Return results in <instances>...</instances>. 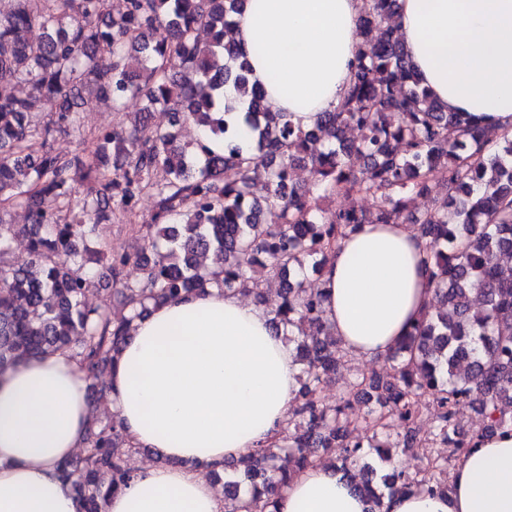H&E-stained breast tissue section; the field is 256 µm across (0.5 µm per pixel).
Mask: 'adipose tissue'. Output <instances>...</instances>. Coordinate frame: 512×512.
<instances>
[{"label":"adipose tissue","instance_id":"adipose-tissue-1","mask_svg":"<svg viewBox=\"0 0 512 512\" xmlns=\"http://www.w3.org/2000/svg\"><path fill=\"white\" fill-rule=\"evenodd\" d=\"M359 0H247L233 35L274 110L308 129L334 110L351 77ZM408 60L451 112L512 130V0H398ZM424 243L407 224H365L327 255L317 287L344 349L386 358L433 294ZM269 310L217 287L134 319L109 370L108 406L128 438L155 451L104 512H224L204 468H222L278 440L300 366ZM90 426L88 384L69 353L48 350L0 370V512H77L57 463ZM444 494L404 493L383 512H512V432L477 441ZM367 503L317 461L272 497L267 512H366Z\"/></svg>","mask_w":512,"mask_h":512}]
</instances>
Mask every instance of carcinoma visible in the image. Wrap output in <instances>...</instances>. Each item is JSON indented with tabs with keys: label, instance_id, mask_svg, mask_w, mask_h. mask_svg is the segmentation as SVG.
Listing matches in <instances>:
<instances>
[{
	"label": "carcinoma",
	"instance_id": "obj_1",
	"mask_svg": "<svg viewBox=\"0 0 512 512\" xmlns=\"http://www.w3.org/2000/svg\"><path fill=\"white\" fill-rule=\"evenodd\" d=\"M245 2L118 0L110 11L105 0H0V86L10 89L0 95V365L64 348L95 386L149 304L213 284L260 301L262 285L278 281L274 323L299 328L288 341L302 365L300 388L282 443L224 464L233 469L224 512H241L243 487L251 491L247 512H267L277 487L336 449L344 470L359 468L362 480L352 485L368 512H383V499L398 493H445L434 474L441 464L427 449H469L512 430V278L496 265L512 259V134L489 140L471 114L447 111L421 86L390 25L398 0H362L348 89L314 128L296 126L269 108L263 88L250 83L245 52L224 40ZM87 92L143 106L130 123L99 129L84 161L50 147L30 152L35 138L81 134ZM37 100L51 114L43 126L29 120ZM157 110L169 112L167 127L149 124ZM229 112L244 113L242 129L229 130ZM190 122L224 149L182 142ZM350 130L359 136L347 139ZM300 166L310 172L304 185L293 178ZM259 179L263 200L253 193ZM354 193L372 199V213L323 208L334 194ZM145 194L154 211L139 227L137 255L94 242L97 225L131 221ZM416 197L434 204L415 212ZM13 206L29 223L4 220ZM268 208L280 223L263 222ZM403 213L424 242L434 303L391 352L389 369L358 376L327 402L322 388L342 349L305 273L319 272L348 228ZM19 235L28 254L11 263ZM132 264L136 281L125 277ZM104 282L130 316L87 306V293ZM360 394L372 401L363 417L373 429L369 448L382 461L397 448L415 453L424 468L375 475L349 414ZM464 403L482 416L476 431L455 421ZM425 409L435 419L427 434L416 428ZM135 450L113 416L90 425L83 455L58 465L79 512H102L132 482L126 458Z\"/></svg>",
	"mask_w": 512,
	"mask_h": 512
}]
</instances>
